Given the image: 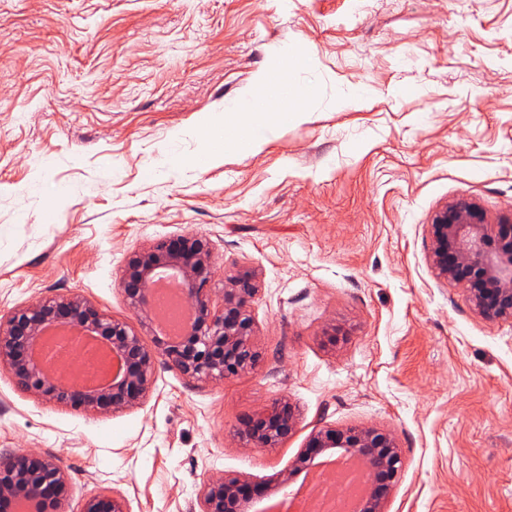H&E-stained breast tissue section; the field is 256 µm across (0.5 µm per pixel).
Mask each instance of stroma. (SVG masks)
Returning a JSON list of instances; mask_svg holds the SVG:
<instances>
[{"instance_id":"stroma-1","label":"stroma","mask_w":512,"mask_h":512,"mask_svg":"<svg viewBox=\"0 0 512 512\" xmlns=\"http://www.w3.org/2000/svg\"><path fill=\"white\" fill-rule=\"evenodd\" d=\"M262 73L320 94L259 152L199 159L204 118ZM167 154L185 166L155 172ZM456 198L512 221V0H0V315L79 292L152 342L126 261L200 234L214 305L225 274L258 275L262 353L210 382L158 365L115 414L0 372V448L58 456L70 512L99 492L199 512L205 478L268 481L314 429L377 427L404 457L389 512H512V324L429 259ZM281 397L294 433L244 448L240 423Z\"/></svg>"}]
</instances>
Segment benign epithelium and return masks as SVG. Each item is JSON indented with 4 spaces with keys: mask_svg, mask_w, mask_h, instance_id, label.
I'll return each instance as SVG.
<instances>
[{
    "mask_svg": "<svg viewBox=\"0 0 512 512\" xmlns=\"http://www.w3.org/2000/svg\"><path fill=\"white\" fill-rule=\"evenodd\" d=\"M430 261L436 275L465 286L474 312L492 323H512V222L490 225L480 205L459 198L438 207L430 221ZM169 272L183 289L192 323L177 339L157 336L148 346L126 323L110 318L80 293L43 298L0 316V369L21 391L75 411L121 412L144 403L158 363L191 382L235 377L261 360L255 342L252 306L261 288L255 273L224 277L223 308L214 310L210 241L201 235L161 239L132 253L121 291L142 324L154 321L155 277ZM77 327L97 337L118 361L119 372L98 388L71 386L51 379L31 355L46 330ZM296 408L276 399L247 417L238 431L246 448H274L297 425ZM360 457L368 475L361 512H387L404 459L397 437L382 428L321 427L313 430L297 464L280 473L276 484H254L238 476L206 478L199 490V512H251L271 488L288 494L301 465L326 452ZM67 477L51 455L0 450V512H65ZM80 512H127L125 502L108 493L86 499Z\"/></svg>",
    "mask_w": 512,
    "mask_h": 512,
    "instance_id": "7a95c632",
    "label": "benign epithelium"
}]
</instances>
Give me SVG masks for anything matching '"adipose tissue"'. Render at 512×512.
<instances>
[{"label": "adipose tissue", "mask_w": 512, "mask_h": 512, "mask_svg": "<svg viewBox=\"0 0 512 512\" xmlns=\"http://www.w3.org/2000/svg\"><path fill=\"white\" fill-rule=\"evenodd\" d=\"M318 93V84L296 85L282 104L267 76H259L250 92L227 102L223 113L205 121L202 156L211 159L220 153L232 156L260 151L268 133L304 117L307 104Z\"/></svg>", "instance_id": "1"}]
</instances>
